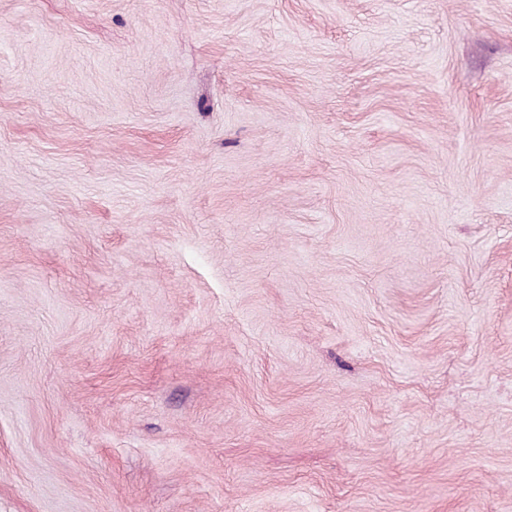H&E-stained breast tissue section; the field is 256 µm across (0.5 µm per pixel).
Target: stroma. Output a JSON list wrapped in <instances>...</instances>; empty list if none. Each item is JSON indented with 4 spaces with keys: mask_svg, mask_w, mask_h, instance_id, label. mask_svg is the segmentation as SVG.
Listing matches in <instances>:
<instances>
[{
    "mask_svg": "<svg viewBox=\"0 0 512 512\" xmlns=\"http://www.w3.org/2000/svg\"><path fill=\"white\" fill-rule=\"evenodd\" d=\"M0 512H512V0H0Z\"/></svg>",
    "mask_w": 512,
    "mask_h": 512,
    "instance_id": "35a3bbf8",
    "label": "stroma"
}]
</instances>
